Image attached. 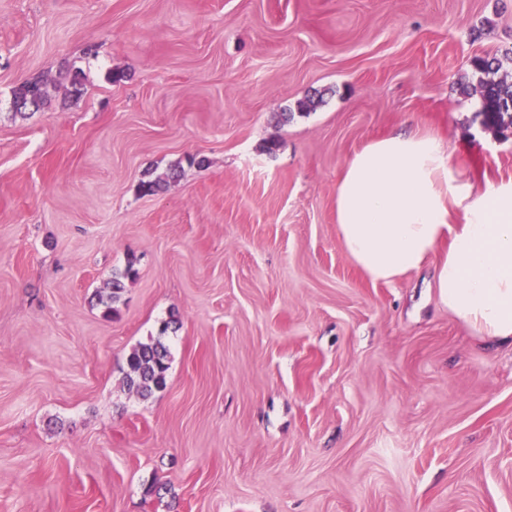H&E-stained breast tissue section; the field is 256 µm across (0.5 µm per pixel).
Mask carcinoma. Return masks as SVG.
I'll return each instance as SVG.
<instances>
[{
	"mask_svg": "<svg viewBox=\"0 0 512 512\" xmlns=\"http://www.w3.org/2000/svg\"><path fill=\"white\" fill-rule=\"evenodd\" d=\"M476 75L474 91L479 93L482 108V124L486 128L498 131L512 127V82L498 77L503 67V60L496 57H476L472 61ZM48 100L46 84L40 79L27 81L17 87L13 93V108L19 113L29 109L38 110ZM136 276L134 262L130 261L125 269L112 274L111 291L100 298L107 309L121 298L124 291V281ZM170 323L162 324L159 335L147 343H141L128 354L127 369L123 376V385L128 391L146 399L154 392L166 386L169 370V348L165 343Z\"/></svg>",
	"mask_w": 512,
	"mask_h": 512,
	"instance_id": "obj_1",
	"label": "carcinoma"
}]
</instances>
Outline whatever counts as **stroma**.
Listing matches in <instances>:
<instances>
[{"instance_id":"stroma-1","label":"stroma","mask_w":512,"mask_h":512,"mask_svg":"<svg viewBox=\"0 0 512 512\" xmlns=\"http://www.w3.org/2000/svg\"><path fill=\"white\" fill-rule=\"evenodd\" d=\"M510 49L512 0H0V512H512V349L439 305L447 244L374 283L335 211L399 132L512 179L470 65ZM48 100L44 80L34 79L17 87L13 93V108L16 112L25 113L26 110H38ZM135 276L136 270L134 269V262L129 261L123 271L112 274L111 291L105 298L101 297L100 302L110 311L113 308V305L121 298V294L125 287L124 280H133ZM174 320L164 322L159 335L147 343H141L128 354L127 369L123 376V385L128 391L146 399L155 391L166 386L169 370V348L165 343V334Z\"/></svg>"}]
</instances>
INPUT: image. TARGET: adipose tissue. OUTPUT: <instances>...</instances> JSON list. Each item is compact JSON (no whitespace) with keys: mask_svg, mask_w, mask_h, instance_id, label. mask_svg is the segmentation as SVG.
I'll list each match as a JSON object with an SVG mask.
<instances>
[{"mask_svg":"<svg viewBox=\"0 0 512 512\" xmlns=\"http://www.w3.org/2000/svg\"><path fill=\"white\" fill-rule=\"evenodd\" d=\"M335 205L346 255L375 283L418 271L447 242L435 274L440 304L480 337L512 346V179L474 190L452 176L438 140L397 133L353 155Z\"/></svg>","mask_w":512,"mask_h":512,"instance_id":"ef3b65f1","label":"adipose tissue"}]
</instances>
